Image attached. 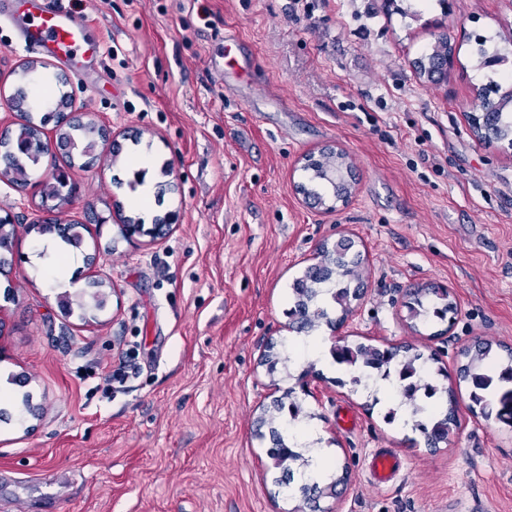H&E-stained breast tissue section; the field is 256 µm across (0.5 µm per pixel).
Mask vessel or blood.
<instances>
[{
	"label": "vessel or blood",
	"mask_w": 512,
	"mask_h": 512,
	"mask_svg": "<svg viewBox=\"0 0 512 512\" xmlns=\"http://www.w3.org/2000/svg\"><path fill=\"white\" fill-rule=\"evenodd\" d=\"M0 19L19 21L20 44L63 65L76 60L92 61L100 52L98 44L88 38V25L76 14L54 9L44 0H29L28 14L16 18L8 0H0ZM402 458L392 449L377 448L366 461L369 482L382 487L394 482L402 473Z\"/></svg>",
	"instance_id": "b4317fda"
}]
</instances>
